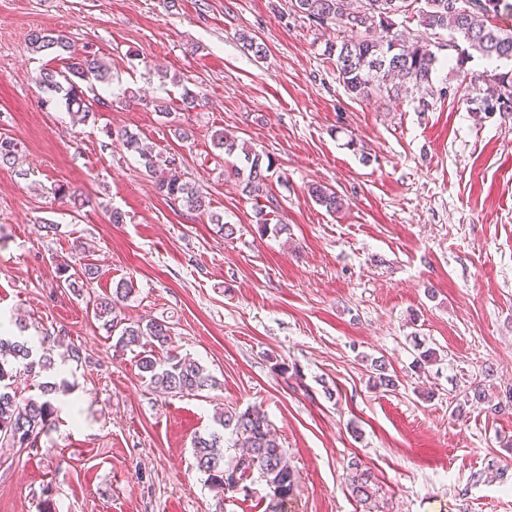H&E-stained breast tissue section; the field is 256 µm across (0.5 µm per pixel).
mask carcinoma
Instances as JSON below:
<instances>
[{"instance_id": "obj_1", "label": "carcinoma", "mask_w": 512, "mask_h": 512, "mask_svg": "<svg viewBox=\"0 0 512 512\" xmlns=\"http://www.w3.org/2000/svg\"><path fill=\"white\" fill-rule=\"evenodd\" d=\"M294 11L312 25L324 28L334 25L344 33L341 40L328 47V54L336 57V72L344 90L355 99L374 96L397 97L417 93L416 102L421 111L431 106L430 99L443 90H434L432 74L438 58L425 40L408 41L395 32L397 16L418 17L421 26L431 31L458 34L467 44L456 57V70L475 51L490 63L512 61V28L500 24L504 15H512V0H294ZM32 51L55 56L68 55L63 70L44 68L36 81L50 94L49 104L62 95L66 111L73 122L85 123L93 113L91 104L78 82L95 91L96 84H109L112 71L109 65L92 50L70 54L65 37L55 33L37 32L29 38ZM483 86L471 102L483 112H512V103H501L489 94V86L512 89V69L501 71L494 67L482 76ZM108 135L122 141L137 152L146 171L156 176V187L166 200L184 207L189 212L207 216L212 224L220 225L227 238L236 233L235 225L221 214L210 211L206 196L191 181L173 174L179 168L180 158L175 154H154L142 147L138 138L127 131H110ZM216 157L239 156L241 166L235 174L243 191L254 197H264L269 206H277L272 192L273 160L263 158L253 149L240 145L224 132L212 135ZM20 143L0 137V165L12 167L19 161ZM313 200L326 210L334 212L342 207L337 192L322 184L309 187ZM256 231L265 235L285 230L283 224H271L270 213L261 208L255 212ZM59 278L69 287L77 282L91 283L96 279L97 267L86 264L77 274L66 266L58 267ZM132 293L131 283L121 281L112 293L96 300L94 315L111 336L117 337L120 348H140L137 366L147 384L164 393L197 396L216 385L215 378L194 360L177 351L170 324L164 319L145 323L126 322L118 315L117 306ZM54 368L50 353L37 354L29 341L17 336H0V447L24 450L40 445L41 437L51 429L55 413L54 396L66 391L65 383L44 381L40 384L42 398H26L14 387L18 374L34 378L48 376ZM372 387L393 389L396 379L388 373L384 360L371 362ZM220 429L199 434L193 439L196 468L206 475L209 486L224 495L235 494L234 479L247 482L259 478L268 489L266 512H282L283 505L300 488L299 472L288 465L286 451L280 445L266 418L257 410L225 411L217 420ZM231 447L241 449L239 456L226 462L215 449L224 438ZM351 471L350 488L360 503L377 493L375 476L371 469L357 462L348 466Z\"/></svg>"}]
</instances>
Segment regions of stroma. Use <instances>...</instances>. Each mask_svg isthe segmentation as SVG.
Masks as SVG:
<instances>
[{"label": "stroma", "mask_w": 512, "mask_h": 512, "mask_svg": "<svg viewBox=\"0 0 512 512\" xmlns=\"http://www.w3.org/2000/svg\"><path fill=\"white\" fill-rule=\"evenodd\" d=\"M39 30L104 58L112 107L79 126L44 107L36 76L62 63L31 52ZM338 35L291 0H0V136L22 148L16 167L0 166V319L82 352L59 367L69 388L39 447L0 457V512H265L262 483L224 497L192 455L216 412L249 407L301 475L288 512H512V409H492L512 388V115L470 112L490 64L452 70L445 31L430 41L448 94L428 111L408 95L354 99L326 52ZM187 89L203 96L188 111ZM122 129L179 151L234 237L165 200L109 138ZM217 130L274 159L282 234L254 233L260 202L235 158H214ZM316 182L341 196L339 211L310 198ZM115 209L124 223H111ZM64 263L95 265L92 288L60 287ZM122 279L133 284L122 317L167 320L217 381L204 397L148 387L94 319L95 296ZM422 346L437 359L419 370ZM376 358L395 390L369 386ZM355 458L377 479L367 506L346 487Z\"/></svg>", "instance_id": "stroma-1"}]
</instances>
